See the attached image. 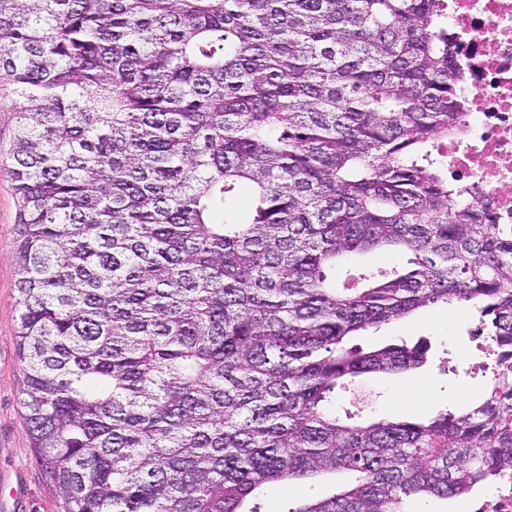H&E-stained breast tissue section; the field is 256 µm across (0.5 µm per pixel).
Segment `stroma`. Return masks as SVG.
<instances>
[{
  "instance_id": "35a3bbf8",
  "label": "stroma",
  "mask_w": 512,
  "mask_h": 512,
  "mask_svg": "<svg viewBox=\"0 0 512 512\" xmlns=\"http://www.w3.org/2000/svg\"><path fill=\"white\" fill-rule=\"evenodd\" d=\"M13 100L10 86L0 85V512H58L59 495L41 476L20 404L24 364L14 339L18 319L17 200L9 173L15 132ZM477 324L471 305L432 306L351 337L352 345L366 351L402 340L411 345L424 340L430 346L428 361L417 370L364 375L347 382L336 391L334 410L340 415L359 413L364 421L426 420L456 406L460 392L478 399L490 385V377L466 380L455 370L458 360H483L476 338L467 334ZM334 486L331 476L296 480L254 499L253 504L258 512H289L300 503L327 496Z\"/></svg>"
}]
</instances>
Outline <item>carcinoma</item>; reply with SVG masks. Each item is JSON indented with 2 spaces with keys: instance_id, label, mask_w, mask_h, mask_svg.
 Wrapping results in <instances>:
<instances>
[{
  "instance_id": "1",
  "label": "carcinoma",
  "mask_w": 512,
  "mask_h": 512,
  "mask_svg": "<svg viewBox=\"0 0 512 512\" xmlns=\"http://www.w3.org/2000/svg\"><path fill=\"white\" fill-rule=\"evenodd\" d=\"M21 405L61 512H405L512 467V225L432 158L459 118L441 0H0ZM252 190L242 215L230 206ZM370 253L406 266L336 265ZM472 304L499 367L428 421L336 386L422 368L362 331ZM335 477L296 480L288 488H276L263 497L252 499L247 508L257 506L258 512H287L302 502L315 501L334 490Z\"/></svg>"
}]
</instances>
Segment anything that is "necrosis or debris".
<instances>
[{
	"label": "necrosis or debris",
	"instance_id": "necrosis-or-debris-1",
	"mask_svg": "<svg viewBox=\"0 0 512 512\" xmlns=\"http://www.w3.org/2000/svg\"><path fill=\"white\" fill-rule=\"evenodd\" d=\"M462 73V116L437 151L459 200L512 224V0H444ZM468 512H512V469L472 496Z\"/></svg>",
	"mask_w": 512,
	"mask_h": 512
}]
</instances>
